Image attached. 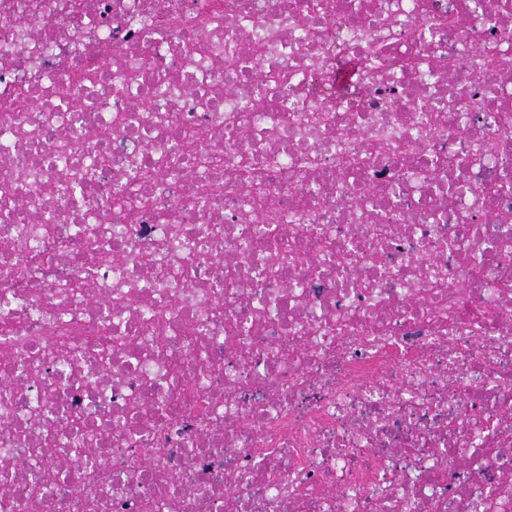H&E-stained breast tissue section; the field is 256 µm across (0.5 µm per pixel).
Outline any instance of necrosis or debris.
I'll return each instance as SVG.
<instances>
[{"label":"necrosis or debris","mask_w":512,"mask_h":512,"mask_svg":"<svg viewBox=\"0 0 512 512\" xmlns=\"http://www.w3.org/2000/svg\"><path fill=\"white\" fill-rule=\"evenodd\" d=\"M0 512H512V0H0Z\"/></svg>","instance_id":"1"}]
</instances>
